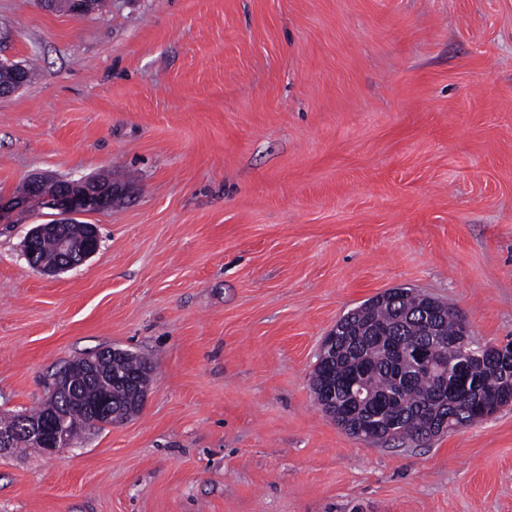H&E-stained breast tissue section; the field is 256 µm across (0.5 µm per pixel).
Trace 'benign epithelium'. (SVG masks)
<instances>
[{
  "label": "benign epithelium",
  "mask_w": 512,
  "mask_h": 512,
  "mask_svg": "<svg viewBox=\"0 0 512 512\" xmlns=\"http://www.w3.org/2000/svg\"><path fill=\"white\" fill-rule=\"evenodd\" d=\"M25 76L23 67L16 64L9 73L0 78V96L9 95L23 86ZM51 181V177L42 173H33L27 180L29 192L9 200H0V223L7 221L10 213L19 208L35 206L54 211V219L48 224L35 225L24 241V256L31 266L45 274L57 275L84 264L99 249L100 235L93 224H81L76 217L89 212L102 211L125 192L124 185L105 176L82 177L59 181L60 191L54 194L37 192V188ZM46 236H53L57 242L56 256L53 259L34 261L33 248ZM119 349L112 353H103L95 357H84L73 363L69 375L58 380L56 390L47 401L51 412L41 421L21 420L16 433L0 435V453L13 447L15 438L20 437L29 447L38 448L50 457L58 458L72 446L75 432L68 423L67 415L60 409V396L69 392L72 383L71 374L82 372L93 374L105 367L111 370L112 380L123 381L120 367Z\"/></svg>",
  "instance_id": "1"
}]
</instances>
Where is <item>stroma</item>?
Returning <instances> with one entry per match:
<instances>
[{
	"mask_svg": "<svg viewBox=\"0 0 512 512\" xmlns=\"http://www.w3.org/2000/svg\"><path fill=\"white\" fill-rule=\"evenodd\" d=\"M0 198L128 185L98 252L48 276L0 224V415L104 348L139 414L62 457L0 454V512H512V405L368 445L316 404L336 322L408 288L512 341V0H0ZM26 68V67H25ZM5 75V72L2 71ZM32 75V69L26 68V76L23 73V67L19 64H15L9 68V73L5 75L4 78H0V96L9 95L23 86V82L25 79V83L28 82ZM121 360L129 373L134 374L136 379H141V387L143 389L147 388L150 381V370L146 372L148 368L150 369L147 362L133 353L125 354V357ZM142 388H136L134 394L138 397L145 398Z\"/></svg>",
	"mask_w": 512,
	"mask_h": 512,
	"instance_id": "stroma-1",
	"label": "stroma"
}]
</instances>
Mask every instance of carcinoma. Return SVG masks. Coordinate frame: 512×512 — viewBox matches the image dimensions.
<instances>
[{
  "label": "carcinoma",
  "mask_w": 512,
  "mask_h": 512,
  "mask_svg": "<svg viewBox=\"0 0 512 512\" xmlns=\"http://www.w3.org/2000/svg\"><path fill=\"white\" fill-rule=\"evenodd\" d=\"M429 307L433 322L425 323L419 313ZM452 312L450 306L406 288L399 295L376 296L341 317L336 342L312 373L311 389L318 405L336 425L363 442L397 438L416 444L443 433L446 420L463 426L512 404V346L474 348L475 357L464 366L468 388L456 397L442 396L440 378L408 352L410 346L433 350L446 338V350L437 356L458 363L462 346L473 341L461 336ZM122 361L147 388V362L131 353ZM356 374L366 378L374 401L369 407L347 411L348 385ZM102 401L123 417L141 406L127 389L112 386L104 378L91 381L66 408L75 430L84 428L85 405ZM48 414L47 406L15 414L0 421V433L16 432L21 418L40 420Z\"/></svg>",
  "instance_id": "cac0c4a2"
}]
</instances>
